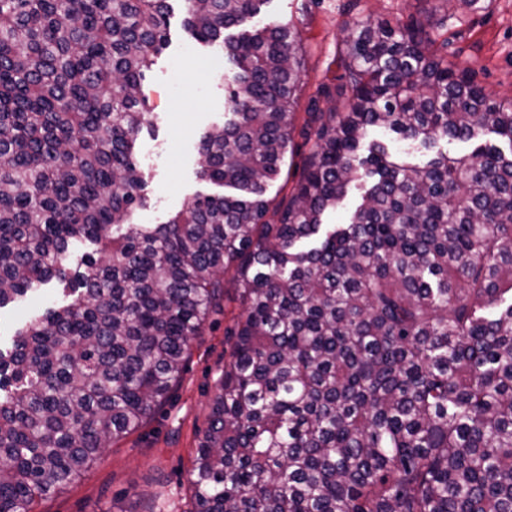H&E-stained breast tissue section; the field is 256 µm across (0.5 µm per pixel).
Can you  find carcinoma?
I'll list each match as a JSON object with an SVG mask.
<instances>
[{
    "label": "carcinoma",
    "mask_w": 512,
    "mask_h": 512,
    "mask_svg": "<svg viewBox=\"0 0 512 512\" xmlns=\"http://www.w3.org/2000/svg\"><path fill=\"white\" fill-rule=\"evenodd\" d=\"M220 42L231 118L199 144L197 195L164 224L136 163L168 0H0V309L55 279L74 296L0 348V512L89 472L165 403L233 269L240 320L191 472L194 512H512V152L420 166L372 130L431 145L512 106L419 25L346 33L342 112H311L288 201L297 26L226 31L267 0H183ZM368 183L344 224L323 223ZM103 244L67 272L70 244ZM310 143L295 135L293 143L288 147V153L285 158V163L282 167L281 175L273 182L269 183L266 191V198L278 203L288 189L299 179L302 172V165L305 157L309 154ZM288 174V185L283 190L282 186Z\"/></svg>",
    "instance_id": "cac0c4a2"
}]
</instances>
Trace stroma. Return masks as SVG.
Here are the masks:
<instances>
[{"label": "stroma", "mask_w": 512, "mask_h": 512, "mask_svg": "<svg viewBox=\"0 0 512 512\" xmlns=\"http://www.w3.org/2000/svg\"><path fill=\"white\" fill-rule=\"evenodd\" d=\"M170 4V43L144 82L154 113L151 130L141 135L138 161L147 205L133 213L135 224L163 223L196 195L213 192V185L197 175L198 143L229 110L222 50L199 46L181 25V0ZM282 18L297 24L306 52L298 121L307 120L314 103L325 112L342 108L341 97L321 99L317 92L338 84L347 30L381 20L424 25L437 40L447 41L449 61L467 69L497 100L512 104V0H481L475 8L461 0H270L265 21ZM369 136L420 165L440 152L469 154L480 143L504 151L512 147L492 134L478 142L444 137L428 148L386 131L373 130ZM64 301L58 282L35 286L0 309V343H10L18 329ZM241 312L237 288L225 280L224 311L212 315L194 341L169 400L141 429L106 448L89 474L41 500L36 512H191L193 460L230 355L226 331Z\"/></svg>", "instance_id": "obj_1"}]
</instances>
